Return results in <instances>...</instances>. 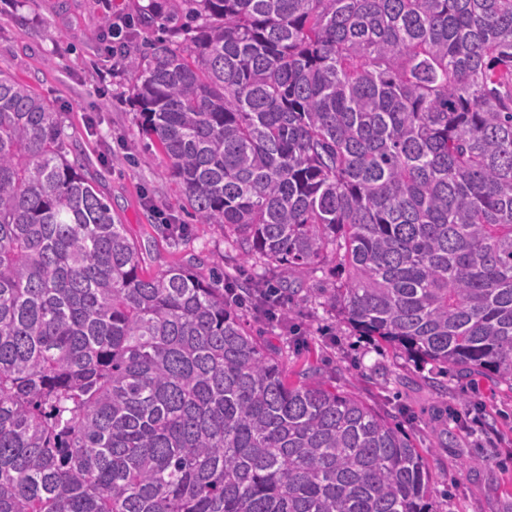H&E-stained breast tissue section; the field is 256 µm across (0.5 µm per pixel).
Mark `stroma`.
I'll return each mask as SVG.
<instances>
[{
	"mask_svg": "<svg viewBox=\"0 0 512 512\" xmlns=\"http://www.w3.org/2000/svg\"><path fill=\"white\" fill-rule=\"evenodd\" d=\"M148 2L0 0V72L34 87L55 110L67 155L84 160L116 222L140 245L145 269L190 263L207 280L256 278L222 226L191 216L156 142L141 133L130 74L101 50L105 11L135 14ZM165 216L184 233L168 235ZM329 279L325 270L305 273L289 322L249 313V331L282 353L290 372L314 367L392 415L433 475L432 512H512V392L480 375L436 384L429 367L358 336L317 297ZM471 458L477 466H468Z\"/></svg>",
	"mask_w": 512,
	"mask_h": 512,
	"instance_id": "obj_1",
	"label": "stroma"
}]
</instances>
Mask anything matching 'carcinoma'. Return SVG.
Here are the masks:
<instances>
[{
	"label": "carcinoma",
	"mask_w": 512,
	"mask_h": 512,
	"mask_svg": "<svg viewBox=\"0 0 512 512\" xmlns=\"http://www.w3.org/2000/svg\"><path fill=\"white\" fill-rule=\"evenodd\" d=\"M126 59L191 215L362 336L512 389V0H149ZM0 71V512H429L408 437L290 380L191 266L147 273Z\"/></svg>",
	"instance_id": "carcinoma-1"
}]
</instances>
